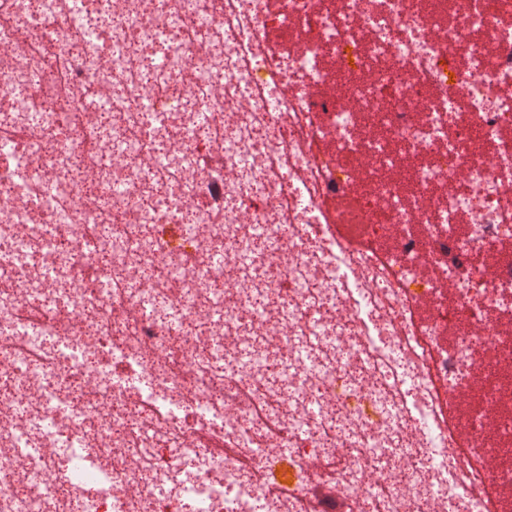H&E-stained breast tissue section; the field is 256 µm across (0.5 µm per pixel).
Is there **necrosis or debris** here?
I'll use <instances>...</instances> for the list:
<instances>
[{"label":"necrosis or debris","instance_id":"obj_1","mask_svg":"<svg viewBox=\"0 0 512 512\" xmlns=\"http://www.w3.org/2000/svg\"><path fill=\"white\" fill-rule=\"evenodd\" d=\"M0 512H512V0H0Z\"/></svg>","mask_w":512,"mask_h":512}]
</instances>
